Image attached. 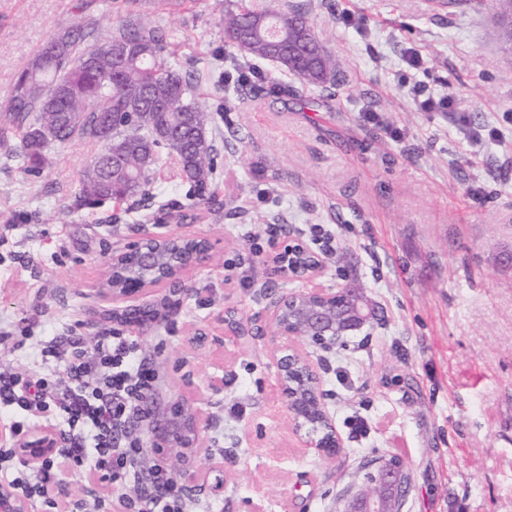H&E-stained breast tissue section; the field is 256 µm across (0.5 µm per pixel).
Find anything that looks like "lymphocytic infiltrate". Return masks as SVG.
<instances>
[{
    "label": "lymphocytic infiltrate",
    "mask_w": 512,
    "mask_h": 512,
    "mask_svg": "<svg viewBox=\"0 0 512 512\" xmlns=\"http://www.w3.org/2000/svg\"><path fill=\"white\" fill-rule=\"evenodd\" d=\"M40 356L43 364L64 369L69 386L60 387L51 373L34 381L0 375V407L15 413L16 437L49 419L62 425L63 443L33 470L14 446L1 447L0 473L32 498L43 495L64 464L102 483L138 481L140 494L124 501L126 512H189L177 478L149 461L143 448L139 427L150 416L160 379L136 340L115 327L94 350H84L76 340L63 345L52 339Z\"/></svg>",
    "instance_id": "lymphocytic-infiltrate-1"
}]
</instances>
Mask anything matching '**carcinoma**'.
I'll return each mask as SVG.
<instances>
[{
    "label": "carcinoma",
    "instance_id": "1",
    "mask_svg": "<svg viewBox=\"0 0 512 512\" xmlns=\"http://www.w3.org/2000/svg\"><path fill=\"white\" fill-rule=\"evenodd\" d=\"M500 36L512 50V0H494ZM224 42L245 62L265 60L307 84L336 77V61L321 50L307 14L257 8L240 0L220 15ZM80 22L55 33L16 76L0 103V135L19 132L14 151L38 173L51 144L74 140L96 147L79 198L86 204L124 202L149 183L161 153L190 185L187 207L208 203L215 167L208 137L212 110L196 96L197 76L170 61V44L149 23L123 25L100 44L84 45Z\"/></svg>",
    "mask_w": 512,
    "mask_h": 512
}]
</instances>
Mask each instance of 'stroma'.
<instances>
[{"label":"stroma","mask_w":512,"mask_h":512,"mask_svg":"<svg viewBox=\"0 0 512 512\" xmlns=\"http://www.w3.org/2000/svg\"><path fill=\"white\" fill-rule=\"evenodd\" d=\"M307 12L336 61L335 81L308 86L261 63L264 94L223 81L215 0H0V101L28 61L80 21L88 44L121 22L149 20L175 63L200 74L214 113L217 172L212 201L183 218L189 189L161 160L145 196L78 204L94 146H51L40 173L0 146V373L33 377L55 336L93 347L109 321L96 292L113 251L144 235L207 238L177 312L127 328L161 381L160 406L184 401L202 416L193 448H151L149 459L186 485L199 512H339L374 459L400 457L411 486L402 512H512V51L498 37L490 0L459 9L427 0H278ZM362 18L364 30L346 24ZM422 63L408 67V50ZM449 96V112H425L418 96ZM402 130L392 140L365 124V105ZM466 126H458L456 114ZM498 128L472 141L466 128ZM276 224L278 242H308L320 224L334 236L321 283L362 288L377 316L323 348L298 350L322 366L325 402L341 441L329 458L306 445L275 388L274 327L266 309L303 289L278 273L274 250L252 255L249 235ZM255 285L240 287L239 263ZM254 327L240 340L227 311ZM209 336L198 349L192 338ZM224 461L212 472L211 458ZM118 481L71 473L60 490L69 512H115L134 495Z\"/></svg>","instance_id":"35a3bbf8"}]
</instances>
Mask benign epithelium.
<instances>
[{
	"instance_id": "obj_1",
	"label": "benign epithelium",
	"mask_w": 512,
	"mask_h": 512,
	"mask_svg": "<svg viewBox=\"0 0 512 512\" xmlns=\"http://www.w3.org/2000/svg\"><path fill=\"white\" fill-rule=\"evenodd\" d=\"M209 241L194 236H147L112 252L108 268L112 286L98 289V294L112 302V316L127 311L125 304L143 301L166 320L180 305L185 289L176 287L184 272L206 259ZM323 260L300 241L286 243L277 255L280 273L301 280L306 287L282 296L270 308L279 343L276 346V385L286 403L294 430L307 438V443L328 457L341 448L336 430L322 402L320 376L314 365L294 347L304 339L322 345L333 343L370 322L373 307L360 288L346 286L338 290L323 288ZM299 374L313 386L312 403L305 406L293 394L290 377ZM316 411L326 424L320 436L306 429L305 411ZM201 418L192 406L175 402L164 411L153 410L148 427L154 448H192L200 439ZM20 458L38 467L51 459L58 448V438L50 427L31 431L16 443ZM365 481L379 490L360 488L343 505V512H401L410 477L404 465L390 458L375 462ZM0 512H28L27 498L18 491L0 487Z\"/></svg>"
}]
</instances>
